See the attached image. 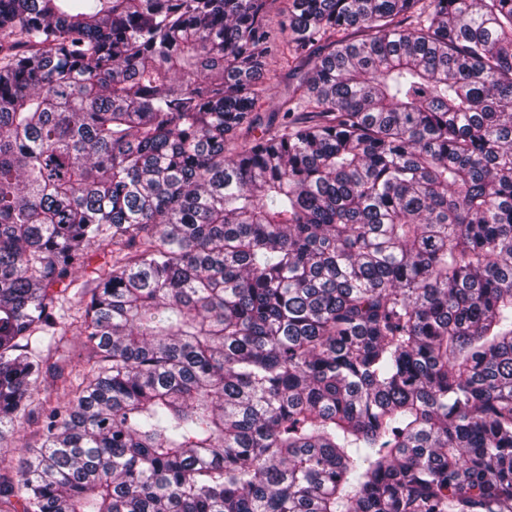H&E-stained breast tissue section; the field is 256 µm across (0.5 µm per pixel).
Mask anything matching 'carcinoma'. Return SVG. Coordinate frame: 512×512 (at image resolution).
<instances>
[{
	"instance_id": "obj_1",
	"label": "carcinoma",
	"mask_w": 512,
	"mask_h": 512,
	"mask_svg": "<svg viewBox=\"0 0 512 512\" xmlns=\"http://www.w3.org/2000/svg\"><path fill=\"white\" fill-rule=\"evenodd\" d=\"M266 2L0 0V512H512V0ZM285 0L269 2L268 11V53L266 55L264 97L260 103V112H271L283 99L288 98V92L298 82L297 76H292L291 60L284 46L282 23L287 15ZM289 59V63H288ZM76 325L79 324L75 321V323L69 327L65 339L68 341L65 347L60 348L59 351L56 352L52 350L51 352L44 351L40 353L41 358L45 361V365L43 366L44 372L37 390L34 391L33 398L35 402L32 408L41 401L46 400L54 402L57 397L61 395L63 380L68 377L70 370V367L66 366L64 358H67L68 355H77L79 352L84 353V351L81 350V344L85 341V337L80 334V330ZM62 367L64 371L63 375L60 377L59 371ZM37 411L30 412V414L26 417V423L24 424L23 439L21 435V439L18 438H6L2 444V448L0 449V482L2 481H10L16 483L17 480V470L18 463L20 459V455L18 453V447L26 441H33V431L36 429L35 425H33L34 421L37 419Z\"/></svg>"
}]
</instances>
